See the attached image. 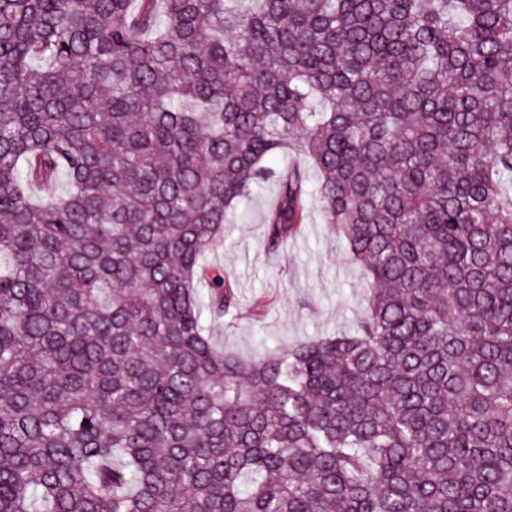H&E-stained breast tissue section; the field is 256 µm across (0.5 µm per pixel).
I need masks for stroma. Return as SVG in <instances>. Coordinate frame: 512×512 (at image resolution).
<instances>
[{
  "label": "stroma",
  "instance_id": "stroma-1",
  "mask_svg": "<svg viewBox=\"0 0 512 512\" xmlns=\"http://www.w3.org/2000/svg\"><path fill=\"white\" fill-rule=\"evenodd\" d=\"M275 195V184L267 183L206 256L207 264L223 267L234 279L242 307L258 298L267 303L262 317L245 313L206 324L219 347L248 359L269 348L355 330L369 297L364 268L346 256L316 204H309L307 223L278 251L267 249L262 218Z\"/></svg>",
  "mask_w": 512,
  "mask_h": 512
}]
</instances>
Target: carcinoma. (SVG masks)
Masks as SVG:
<instances>
[{"instance_id":"1","label":"carcinoma","mask_w":512,"mask_h":512,"mask_svg":"<svg viewBox=\"0 0 512 512\" xmlns=\"http://www.w3.org/2000/svg\"><path fill=\"white\" fill-rule=\"evenodd\" d=\"M271 181L370 298L248 360ZM0 512H512V0H0Z\"/></svg>"}]
</instances>
